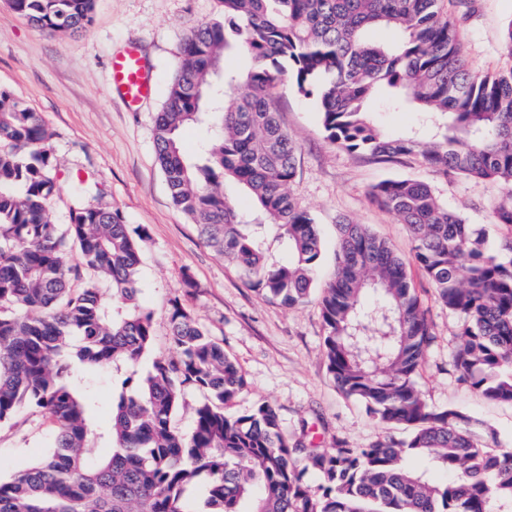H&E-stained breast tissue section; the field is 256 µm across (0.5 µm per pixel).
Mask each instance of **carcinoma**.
<instances>
[{"label": "carcinoma", "mask_w": 512, "mask_h": 512, "mask_svg": "<svg viewBox=\"0 0 512 512\" xmlns=\"http://www.w3.org/2000/svg\"><path fill=\"white\" fill-rule=\"evenodd\" d=\"M94 2L9 0L58 38L88 24ZM440 2L222 0L224 22H203L186 38L156 119L157 162L203 242L266 297L303 302L321 256L318 225L291 193L298 145L274 99L287 73L315 99L332 144L379 161L416 154L445 174L496 181L508 193L493 206L494 223L512 226V71L478 77L464 68ZM375 28L396 40L370 41ZM230 52L249 59L246 72L224 68ZM374 99L418 114L417 125L386 132L372 118ZM191 124L212 127L194 159L179 141ZM50 138L38 113L0 90V423L30 407L55 427L46 456L0 480V512H198L196 491L206 512H512V450L421 396L415 378L432 326L405 259L364 224L339 225L336 276L321 289L327 369L345 396L407 437L309 450L282 434L268 403L225 415L245 378L177 300L175 356L154 360L144 376L129 371L100 424L88 373L134 364L153 338L136 278L146 231L80 174L68 185V223H52L61 186ZM227 177L257 210L224 197ZM368 195L407 226L415 262L461 320L454 367L486 400L512 405V239L490 249L484 229L421 181L383 180ZM269 226L285 243L284 261L267 258ZM187 388L203 399L184 434L173 418ZM102 440L111 451L92 463L87 450Z\"/></svg>", "instance_id": "carcinoma-1"}]
</instances>
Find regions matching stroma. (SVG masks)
I'll list each match as a JSON object with an SVG mask.
<instances>
[{"mask_svg":"<svg viewBox=\"0 0 512 512\" xmlns=\"http://www.w3.org/2000/svg\"><path fill=\"white\" fill-rule=\"evenodd\" d=\"M460 36L461 54L478 75L512 69L505 47L512 23V0H444ZM220 0H96L91 23L57 40L21 18L0 0V90L10 92L39 113L53 134L50 149L60 184L76 174L90 175L127 223L143 227L140 251V303L153 316V341L135 365L150 369L158 357L172 356L168 314L181 302L224 344L240 367L246 387L225 412L241 415L261 403L272 404L289 440L310 448L346 441L358 448L391 436L403 427L378 423L365 406L344 396L327 370L326 327L316 297L285 308L250 288L240 269L202 242L196 225L171 202L156 160L155 122L177 73L182 43L200 23L223 21ZM138 44L155 78L154 95L129 110L112 92L109 60L128 44ZM275 98L283 125L298 144L292 192L317 224L323 242L320 281L336 271V226L349 220L367 225L407 259L435 339L416 378L432 405L471 416L484 438L512 448V405L483 399L461 380L452 365L460 322L437 299L434 288L413 262L407 227L373 204L369 188L384 179L428 183L439 199L467 223L484 227L490 245L512 236L494 223L492 204L505 189L491 180L443 174L419 156L379 163L332 145L312 98L292 80L277 83ZM197 285L186 294L184 276ZM53 427L36 410H23L0 425V479L35 462L49 449Z\"/></svg>","mask_w":512,"mask_h":512,"instance_id":"stroma-1","label":"stroma"}]
</instances>
